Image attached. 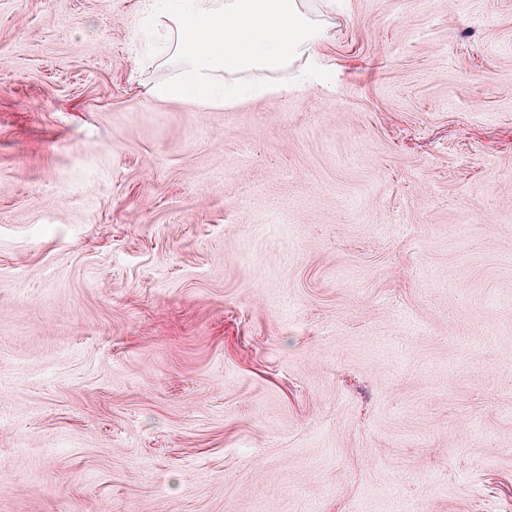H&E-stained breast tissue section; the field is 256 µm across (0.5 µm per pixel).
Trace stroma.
Segmentation results:
<instances>
[{"mask_svg": "<svg viewBox=\"0 0 512 512\" xmlns=\"http://www.w3.org/2000/svg\"><path fill=\"white\" fill-rule=\"evenodd\" d=\"M303 7L212 109L0 0V512H512V0Z\"/></svg>", "mask_w": 512, "mask_h": 512, "instance_id": "1", "label": "stroma"}]
</instances>
